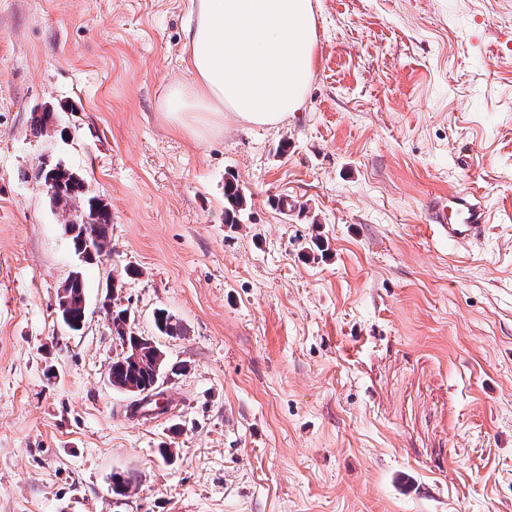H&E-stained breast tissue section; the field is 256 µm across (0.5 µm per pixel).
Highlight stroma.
I'll list each match as a JSON object with an SVG mask.
<instances>
[{
    "label": "stroma",
    "mask_w": 512,
    "mask_h": 512,
    "mask_svg": "<svg viewBox=\"0 0 512 512\" xmlns=\"http://www.w3.org/2000/svg\"><path fill=\"white\" fill-rule=\"evenodd\" d=\"M313 2L304 110L197 141L160 110L191 0H0V512H512V0ZM44 160L108 205L100 261ZM471 190L485 237H437L427 200ZM109 298L181 368L162 416L108 382ZM224 201L225 224H239L237 214L244 209L247 200L238 183L232 179L224 182ZM77 273L72 274V280L71 276L68 278V280L65 282V284L62 286V291L58 295V309L57 312L63 322H65V315H69L73 321H79L82 316L87 312V306L85 308L84 313L82 312V303L85 301V292H84V282L82 286L77 282L81 280V274L80 272L76 271ZM77 279V280H75ZM62 299H65V306L64 310L61 311L59 306H61ZM68 315L66 316V327L72 331L71 329H81L83 328V320L81 321L80 325L74 324L73 322L69 321Z\"/></svg>",
    "instance_id": "1"
}]
</instances>
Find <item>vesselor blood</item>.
<instances>
[{
  "label": "vessel or blood",
  "instance_id": "1",
  "mask_svg": "<svg viewBox=\"0 0 512 512\" xmlns=\"http://www.w3.org/2000/svg\"><path fill=\"white\" fill-rule=\"evenodd\" d=\"M428 213L434 228L452 243L484 236L491 221L487 205L471 193L433 196L428 202Z\"/></svg>",
  "mask_w": 512,
  "mask_h": 512
}]
</instances>
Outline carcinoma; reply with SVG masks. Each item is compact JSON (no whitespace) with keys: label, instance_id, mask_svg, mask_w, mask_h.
<instances>
[{"label":"carcinoma","instance_id":"cac0c4a2","mask_svg":"<svg viewBox=\"0 0 512 512\" xmlns=\"http://www.w3.org/2000/svg\"><path fill=\"white\" fill-rule=\"evenodd\" d=\"M55 120V108L46 105L40 109L37 116L33 117V130L42 135L55 126ZM53 167L54 177L51 185L53 194L50 202L62 217L63 224H69V217L76 202L80 204V209L88 218V222L80 224L76 234L71 236L75 251L79 253L91 248L96 255H102L108 248V230L112 224V216L107 204L91 194L84 179L75 172L58 163L53 164ZM224 201V222L238 223L237 214L244 209L247 200L238 183L232 179L224 182ZM58 299L65 300L64 310L58 311L60 318L63 319L67 315L74 321L82 318L85 292L84 287L77 280L66 281ZM127 312L128 309L118 306L108 310L109 321L112 322V335L116 336L122 344H131L135 339L133 324L126 323L122 318V315ZM110 372L120 386L144 390L152 385L154 380L153 357L147 351L138 362L121 363L115 358L112 360Z\"/></svg>","mask_w":512,"mask_h":512}]
</instances>
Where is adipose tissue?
<instances>
[{"label":"adipose tissue","mask_w":512,"mask_h":512,"mask_svg":"<svg viewBox=\"0 0 512 512\" xmlns=\"http://www.w3.org/2000/svg\"><path fill=\"white\" fill-rule=\"evenodd\" d=\"M186 39L192 80L161 104L174 127L205 131L228 112L275 126L304 108L318 42L313 0H195Z\"/></svg>","instance_id":"1"}]
</instances>
